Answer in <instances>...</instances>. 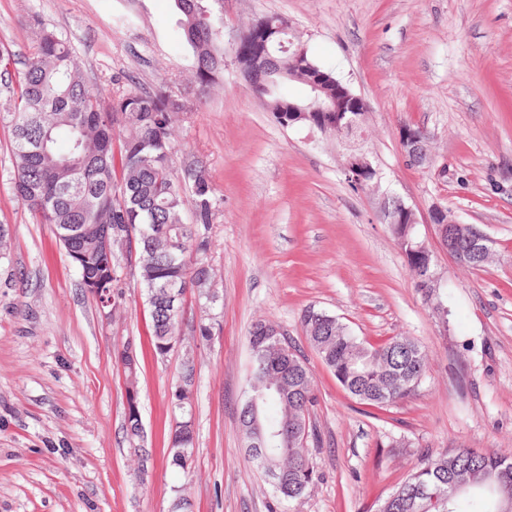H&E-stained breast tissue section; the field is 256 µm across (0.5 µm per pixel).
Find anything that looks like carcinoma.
<instances>
[{"instance_id":"obj_1","label":"carcinoma","mask_w":512,"mask_h":512,"mask_svg":"<svg viewBox=\"0 0 512 512\" xmlns=\"http://www.w3.org/2000/svg\"><path fill=\"white\" fill-rule=\"evenodd\" d=\"M180 30L178 46L190 59L195 86L209 88L224 70V0H174ZM257 36L249 35L232 56L249 61L259 55L267 64L251 78V89L277 121L288 104L318 108L344 85L332 69L319 64L308 49L299 56L279 43L288 20L269 15ZM310 71L323 76L324 91L294 96L288 85L305 86ZM295 78H288V74ZM20 92L10 112L13 126L12 189L39 224L55 227L56 238L92 295L112 289V309L123 300L118 288L121 268L105 253L101 232L106 224L121 235L134 237L128 253L137 269L151 319V342L156 355L174 352L179 317L187 292H192L202 315L198 336L208 342L216 325L212 311L222 301L214 289L211 261L215 188L206 166L198 162L178 167L174 160V121L191 109L190 100L175 93L162 77L153 91L122 90L109 102L85 78L67 43L46 28L36 31L32 52L18 73ZM66 148L58 147L59 134ZM354 150H365L363 121L332 131ZM121 138L119 153L112 141ZM192 192L191 223L184 218V197ZM409 269L432 260L418 249L409 224L391 225ZM456 253L467 251L472 225L452 227ZM182 287L181 297L168 305L166 282ZM308 345L339 385L360 403L384 407L414 396L428 370L422 345L409 336H393L381 345H367L338 318L313 307L301 314ZM252 366L239 409V428L249 461L271 481L274 500L302 498L318 479L309 454L315 439L310 409L317 401L313 380L299 347L272 323L259 319L249 330ZM179 376L171 388V404L182 413L170 437L168 465L187 472L193 462L195 434L183 416L191 405L195 368L191 344H180ZM129 382L123 432L130 452L145 475L150 450L144 447V428L137 388L138 356L132 342L115 353ZM271 439L252 446L260 434ZM512 508V452L482 453L452 448L422 459L408 478L380 505L378 512H507Z\"/></svg>"}]
</instances>
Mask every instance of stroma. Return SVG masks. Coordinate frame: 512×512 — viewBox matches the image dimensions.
I'll use <instances>...</instances> for the list:
<instances>
[{"label":"stroma","instance_id":"35a3bbf8","mask_svg":"<svg viewBox=\"0 0 512 512\" xmlns=\"http://www.w3.org/2000/svg\"><path fill=\"white\" fill-rule=\"evenodd\" d=\"M173 14V0H0V55L10 59L0 75V224L13 235L0 262V512H168L176 485L192 512H377L425 456L512 450V0H224L225 38L282 16L365 100L375 191L351 188L336 139L280 125L232 60L218 85L198 91ZM33 19L70 45L103 100L114 80L150 89L163 75L196 106L175 121V162H204L216 188L223 305L212 340L195 350L190 473L166 463L179 360L149 346L148 307L125 251L116 253L125 299L106 318L53 225L35 223L12 192L9 100ZM405 125L427 132L432 168L407 162ZM387 195L422 219L416 231L448 290L447 320L415 288L381 219ZM436 203L490 237L486 267L449 259L424 221ZM309 307L365 341L419 340L429 369L417 395L382 411L350 397L305 344ZM259 318L300 344L317 395L318 479L279 505L238 424ZM129 340L153 454L142 479L123 436L126 378L115 361Z\"/></svg>","mask_w":512,"mask_h":512}]
</instances>
